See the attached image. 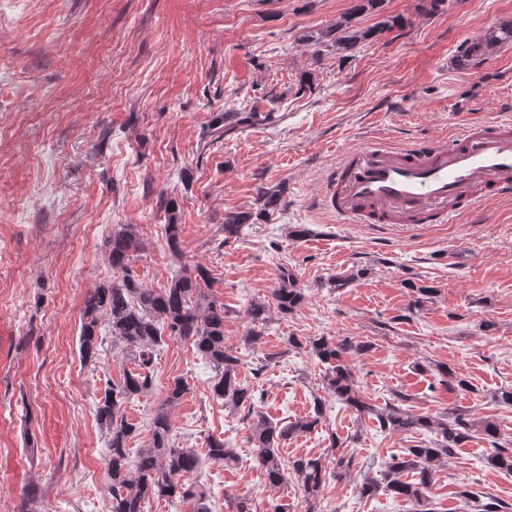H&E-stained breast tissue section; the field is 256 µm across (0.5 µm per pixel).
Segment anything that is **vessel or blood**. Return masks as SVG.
<instances>
[{"mask_svg": "<svg viewBox=\"0 0 512 512\" xmlns=\"http://www.w3.org/2000/svg\"><path fill=\"white\" fill-rule=\"evenodd\" d=\"M512 198V122L471 121L448 138L393 148L376 141L329 174L325 203L350 224H448Z\"/></svg>", "mask_w": 512, "mask_h": 512, "instance_id": "b4317fda", "label": "vessel or blood"}]
</instances>
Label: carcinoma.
<instances>
[{
  "instance_id": "carcinoma-1",
  "label": "carcinoma",
  "mask_w": 512,
  "mask_h": 512,
  "mask_svg": "<svg viewBox=\"0 0 512 512\" xmlns=\"http://www.w3.org/2000/svg\"><path fill=\"white\" fill-rule=\"evenodd\" d=\"M352 5L325 30L304 36V41L318 47H328L338 54L352 53L361 44L373 43L384 34L401 30L407 19L401 15L384 16L372 26H360V17L366 13L384 10L386 0H351ZM512 45V20L489 27L479 38L462 43L453 63L461 69H477L503 46ZM271 118L244 109H228L220 114L209 129L216 140L239 128L252 126ZM282 190L260 184L256 188L257 211H229L224 214L221 231L228 240L241 234L243 227L268 217L277 208ZM168 211L166 242L170 253L181 256L180 231L173 208ZM112 269L119 273L115 279L99 284L83 299L79 350L82 359L94 360L101 345L100 330L108 328L112 341L122 345L124 354L131 357L134 369L123 374L118 385L105 391L99 401L96 417L105 427L109 439L108 474L111 481L110 512H144L150 500H164L170 504L193 505L192 512H207V488L187 476L199 466L197 454L174 444L170 408L177 405L189 387L178 379L170 386L162 404L155 410L150 422L151 441L148 447L131 452L130 442L137 426L122 413L123 405L145 394L152 385L154 353L162 342L164 329L171 335L191 342L195 352L208 359L216 369L211 383L213 395L224 406L243 408L251 419L248 442L257 467L269 485L278 487L293 476L300 483L309 509L320 499L322 488L330 479H345L353 457L342 453L336 457L332 470H327L322 459L307 456L289 462L282 461L280 445L289 438L314 431L324 418L322 400L314 399L313 410L294 421H273L260 412H253L255 391L240 377L241 360L224 345V304L208 296L202 286L211 281L210 271L201 264L184 265L168 280L166 286L154 289L144 287L132 272L135 253L141 243L135 225L121 224L112 230L107 241ZM279 287L273 290L272 302L256 300L246 310L252 328L247 340L254 341L261 332L256 327L266 323L270 306L283 316L291 314L302 303L304 294L296 287L293 277L284 268L279 274ZM416 294L409 308L418 309L436 292L432 286L407 283ZM312 354L325 365L322 388L336 400L376 421L383 432L417 434L431 433L433 437L389 457L381 479L366 477L360 484L363 498L382 491L392 498L411 504L412 512H433L430 492L435 483V466L453 457L457 450L480 435L491 446L485 458L488 467L512 472V442L499 443L501 432L494 418L474 419L468 411L450 408L438 415L414 413L400 405L379 407L367 398L357 386L353 367L348 358L369 351L372 344L345 337L330 341L326 337L308 340ZM435 369L448 378V388L466 390L469 382L448 365L438 363ZM207 455L216 463L230 467L237 462L235 453L226 448L224 440L212 437L207 442Z\"/></svg>"
}]
</instances>
